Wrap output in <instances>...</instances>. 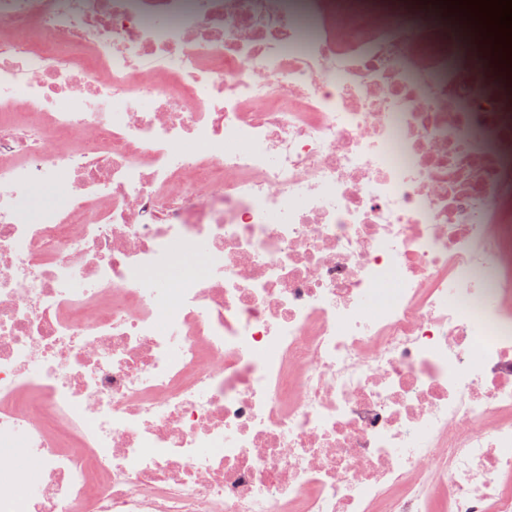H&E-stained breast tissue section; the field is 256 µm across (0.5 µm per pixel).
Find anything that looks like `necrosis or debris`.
Segmentation results:
<instances>
[{
    "instance_id": "1",
    "label": "necrosis or debris",
    "mask_w": 512,
    "mask_h": 512,
    "mask_svg": "<svg viewBox=\"0 0 512 512\" xmlns=\"http://www.w3.org/2000/svg\"><path fill=\"white\" fill-rule=\"evenodd\" d=\"M463 21L0 0L53 125L0 127V512H512V50Z\"/></svg>"
}]
</instances>
